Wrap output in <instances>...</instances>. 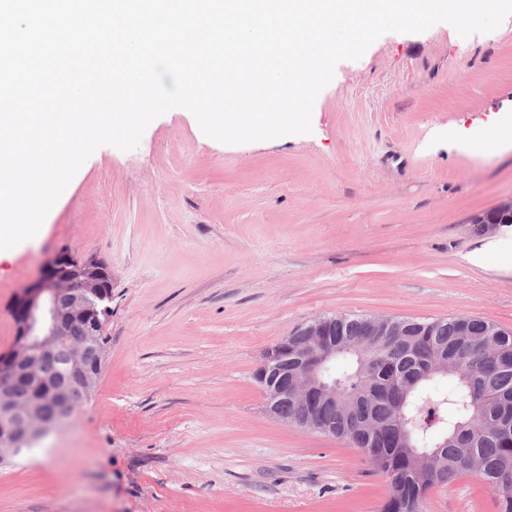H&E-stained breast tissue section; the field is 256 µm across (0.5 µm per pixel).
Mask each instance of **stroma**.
Returning <instances> with one entry per match:
<instances>
[{"instance_id":"1","label":"stroma","mask_w":512,"mask_h":512,"mask_svg":"<svg viewBox=\"0 0 512 512\" xmlns=\"http://www.w3.org/2000/svg\"><path fill=\"white\" fill-rule=\"evenodd\" d=\"M512 16L460 37L388 33L337 65L312 131L243 144L175 108L139 146L99 147L38 234L0 256L11 306L55 252L112 271L97 388L38 448L0 466V512H380L385 478L345 441L278 421L253 373L306 321L468 315L512 330ZM477 477L426 512H498ZM476 224H480V230L487 232L495 229L500 224L512 223V197L498 203L490 210V215L482 216L475 220Z\"/></svg>"}]
</instances>
